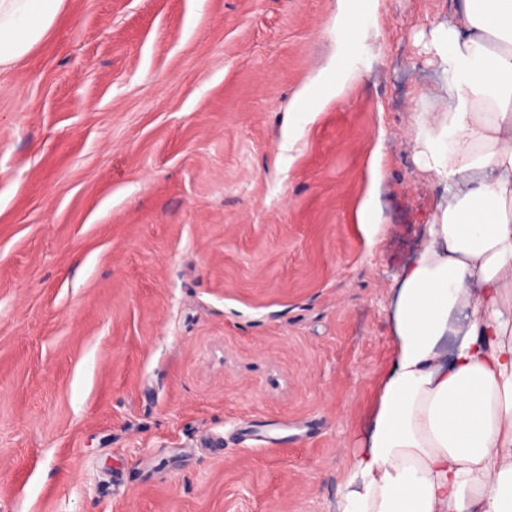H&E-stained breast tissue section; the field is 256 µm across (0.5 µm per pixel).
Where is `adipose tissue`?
<instances>
[{
    "mask_svg": "<svg viewBox=\"0 0 512 512\" xmlns=\"http://www.w3.org/2000/svg\"><path fill=\"white\" fill-rule=\"evenodd\" d=\"M64 4L0 0V69ZM428 51L447 73L446 107L415 113L411 142L444 200L397 277L393 355L336 512H512V0H454ZM352 74L339 52L294 126Z\"/></svg>",
    "mask_w": 512,
    "mask_h": 512,
    "instance_id": "ef3b65f1",
    "label": "adipose tissue"
}]
</instances>
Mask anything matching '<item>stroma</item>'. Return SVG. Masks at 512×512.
I'll return each instance as SVG.
<instances>
[{"instance_id": "stroma-1", "label": "stroma", "mask_w": 512, "mask_h": 512, "mask_svg": "<svg viewBox=\"0 0 512 512\" xmlns=\"http://www.w3.org/2000/svg\"><path fill=\"white\" fill-rule=\"evenodd\" d=\"M451 0H67L0 71V512H336L443 186ZM384 156L383 230L358 207ZM339 4L336 23L348 32L356 33L364 40L367 38L378 0H337ZM349 53L344 50L336 54V60L319 77L315 83L316 91H305L302 101L293 110V124L300 128L308 115L316 112L323 100L338 97L345 83L351 78L354 70L349 64Z\"/></svg>"}]
</instances>
